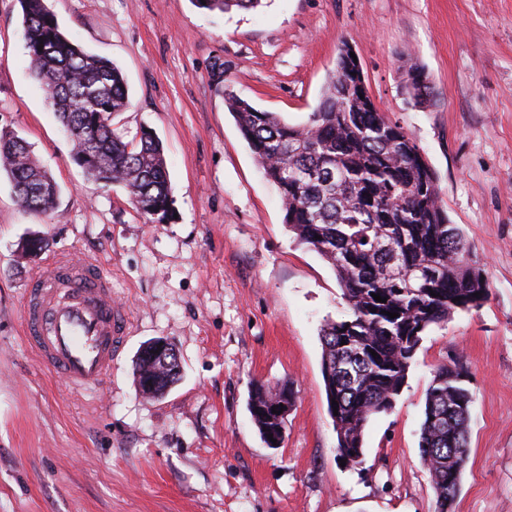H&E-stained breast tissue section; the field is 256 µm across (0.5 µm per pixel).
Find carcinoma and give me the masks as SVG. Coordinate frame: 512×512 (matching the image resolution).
<instances>
[{"label": "carcinoma", "instance_id": "carcinoma-1", "mask_svg": "<svg viewBox=\"0 0 512 512\" xmlns=\"http://www.w3.org/2000/svg\"><path fill=\"white\" fill-rule=\"evenodd\" d=\"M18 2L32 76L77 148L73 161L101 188H123L146 223H170L174 209L162 141L150 130L126 141L112 129V115L130 106L123 71L69 41L45 0ZM192 2L222 13L262 5L261 0ZM353 66L340 48L322 98L303 125L258 109L229 89L225 102L280 193L284 224L336 274L347 312L320 331L322 376L337 455L359 465L366 425L392 410L423 333L457 311L480 308L489 285L484 269L472 267L463 230L438 204L434 171L410 134L377 106L361 78L351 75ZM424 79L418 68L407 74L403 89L414 107L431 101L432 88ZM0 171L24 208L53 209L58 184L12 131L0 130ZM375 294L386 302L376 301ZM179 362L177 355L159 366L135 362L138 385L145 372L163 374L154 391L140 387L139 393L148 399L166 393L180 379ZM468 384L467 371L454 361L437 367L426 391L419 455L437 512H452L469 458ZM295 399L286 385L261 384L251 391L248 410L269 447H280L286 423L272 409L291 408Z\"/></svg>", "mask_w": 512, "mask_h": 512}]
</instances>
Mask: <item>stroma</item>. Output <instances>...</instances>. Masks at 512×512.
Segmentation results:
<instances>
[{"label": "stroma", "mask_w": 512, "mask_h": 512, "mask_svg": "<svg viewBox=\"0 0 512 512\" xmlns=\"http://www.w3.org/2000/svg\"><path fill=\"white\" fill-rule=\"evenodd\" d=\"M47 4L71 42L124 72L131 105L112 124L162 140L176 217L144 223L123 189H99L73 162L31 76L18 0H0V130L24 138L60 188L36 214L0 173V512H435L418 442L433 372L453 359L473 393L454 512H512V0H264L228 13L191 0ZM344 42L435 172L490 288L480 309L426 330L358 466L336 455L321 374L320 329L346 311L336 276L289 232L224 105L231 89L305 122ZM411 66L432 83L429 107L404 99ZM32 235L48 239L44 255L23 251ZM57 255L96 261L126 311L100 393L70 391L24 338L33 276ZM157 337L175 344L181 378L148 400L133 366ZM262 383L296 393L277 449L247 409Z\"/></svg>", "instance_id": "1"}]
</instances>
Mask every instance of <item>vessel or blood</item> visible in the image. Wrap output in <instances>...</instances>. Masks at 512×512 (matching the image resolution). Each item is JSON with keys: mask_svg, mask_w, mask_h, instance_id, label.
<instances>
[{"mask_svg": "<svg viewBox=\"0 0 512 512\" xmlns=\"http://www.w3.org/2000/svg\"><path fill=\"white\" fill-rule=\"evenodd\" d=\"M25 339L70 386L102 387L126 319L96 264L62 257L38 269L23 309Z\"/></svg>", "mask_w": 512, "mask_h": 512, "instance_id": "obj_1", "label": "vessel or blood"}]
</instances>
